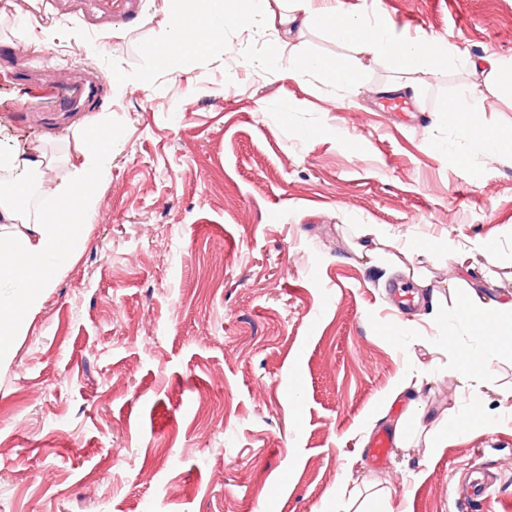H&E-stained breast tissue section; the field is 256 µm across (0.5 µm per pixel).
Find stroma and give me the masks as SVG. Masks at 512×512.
Segmentation results:
<instances>
[{
    "mask_svg": "<svg viewBox=\"0 0 512 512\" xmlns=\"http://www.w3.org/2000/svg\"><path fill=\"white\" fill-rule=\"evenodd\" d=\"M336 4L512 59V0ZM172 21L163 0H137L116 38L82 0H0V48L31 24L21 63L40 76L0 67V156H63L73 127L104 115L115 128L84 250L0 356V512H467L482 467L496 479L483 512H512V351L487 364L484 405L458 375L482 340L453 312L466 290L449 246L495 240L497 277H471L512 294V164L446 113L475 75L452 61L385 95L399 75L382 56L353 57L326 29L288 35L353 60L349 89L263 67L274 35L233 26L185 73L150 70ZM101 72L94 98L54 111V87ZM415 245L427 256L393 270ZM410 406L483 417L372 463Z\"/></svg>",
    "mask_w": 512,
    "mask_h": 512,
    "instance_id": "stroma-1",
    "label": "stroma"
}]
</instances>
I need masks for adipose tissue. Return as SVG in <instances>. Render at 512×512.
Returning <instances> with one entry per match:
<instances>
[{
	"mask_svg": "<svg viewBox=\"0 0 512 512\" xmlns=\"http://www.w3.org/2000/svg\"><path fill=\"white\" fill-rule=\"evenodd\" d=\"M186 11L185 0H173L174 21L152 45L150 57L155 69L170 74L184 72L194 52L222 43L229 26L284 32L296 24L307 30H331L337 43L359 54L383 55L394 71L402 73V81L384 86L387 94L411 89L408 74L447 64L455 55L441 41L396 38L385 22L340 11L324 5L323 0H207L205 7L196 8L190 23L184 19ZM263 64L297 77L324 74L349 88L357 83L353 66L316 55L279 49L267 55ZM462 94L470 99L471 106L464 110L450 105L449 122L467 134L481 136L492 157L512 160V131L481 133L472 115L481 111L482 95L471 86ZM71 145L73 156L65 161L66 174L51 190L46 208H31L23 190H0V281L13 284L20 304L16 310L0 305V350L6 347L18 314L34 315L44 291L84 249L86 239L80 227L97 214L98 188L110 174L112 145L93 138L83 126L74 128ZM463 314L488 330L483 358L468 357L459 365L462 381L479 402L490 389L480 375L484 358L497 356L512 345V298L487 302L474 295Z\"/></svg>",
	"mask_w": 512,
	"mask_h": 512,
	"instance_id": "1",
	"label": "adipose tissue"
}]
</instances>
